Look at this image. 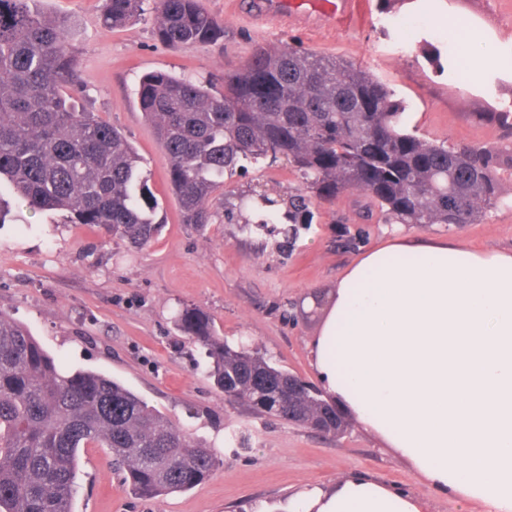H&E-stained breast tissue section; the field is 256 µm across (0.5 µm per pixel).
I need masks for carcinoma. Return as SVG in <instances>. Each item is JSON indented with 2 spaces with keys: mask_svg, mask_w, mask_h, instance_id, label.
Returning a JSON list of instances; mask_svg holds the SVG:
<instances>
[{
  "mask_svg": "<svg viewBox=\"0 0 512 512\" xmlns=\"http://www.w3.org/2000/svg\"><path fill=\"white\" fill-rule=\"evenodd\" d=\"M0 0V185L34 211H59L137 246L161 225L125 135L78 108V61L69 25L36 7ZM155 33L173 48L215 43L224 27L199 0H154ZM143 0H105L104 29L140 15ZM168 161L182 223L212 220L206 202L224 173L286 157L306 190L334 200L356 189L397 224H474L504 200L498 170L512 169L506 146L454 147L405 127L407 105L367 71L293 47L259 48L224 76V91L171 73L144 75L136 89ZM507 135L512 110L478 112ZM306 197L288 201V221ZM179 328L207 347L208 374L228 396L269 417L308 423L321 408L311 387L257 351L232 346L195 309ZM108 448L134 494L189 490L212 473L216 455L111 379L62 372L22 324L0 313V512H73L77 453Z\"/></svg>",
  "mask_w": 512,
  "mask_h": 512,
  "instance_id": "carcinoma-1",
  "label": "carcinoma"
}]
</instances>
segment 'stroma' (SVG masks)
Segmentation results:
<instances>
[{
    "instance_id": "obj_1",
    "label": "stroma",
    "mask_w": 512,
    "mask_h": 512,
    "mask_svg": "<svg viewBox=\"0 0 512 512\" xmlns=\"http://www.w3.org/2000/svg\"><path fill=\"white\" fill-rule=\"evenodd\" d=\"M257 0H201L224 28L212 44L171 48L158 40L153 0L124 26L101 27L104 0H42L41 11L65 18L87 91L80 104L120 129L135 146L164 224L147 246L109 237L98 227L67 224L52 212L16 205L13 223L0 227V311L24 324L66 371L86 369L121 382L165 415L183 434L205 440L218 456L214 473L196 487L145 499L122 484L104 448L79 451L74 512H258L308 484H326L362 471L427 496L430 512H459L447 495L381 440L349 421L332 437L259 414L230 401L207 376L204 349L178 330L175 317L199 310L231 343L246 342L280 369L308 382L316 377L308 340L320 326L309 299L324 297L368 248L395 231L448 238L484 251L512 249V174L502 173L507 206L488 209L475 224L388 221L368 198L348 190L335 200H311L312 223L287 236L290 195L302 183L286 159L262 160L225 177L209 200L211 224L182 223L168 178V163L152 124L140 109V78L162 70L224 89V75L256 48L295 46L336 56L366 70L407 104L408 128L448 145L498 146L496 124L482 112L512 102V66L474 81L468 71L437 73L419 48L426 40L455 58L444 38L447 24L399 0L352 29L308 15L295 19L260 12ZM440 14L480 28L512 47V0H440ZM262 192L277 200V223L242 232L248 202Z\"/></svg>"
}]
</instances>
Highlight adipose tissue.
Segmentation results:
<instances>
[{
    "instance_id": "obj_1",
    "label": "adipose tissue",
    "mask_w": 512,
    "mask_h": 512,
    "mask_svg": "<svg viewBox=\"0 0 512 512\" xmlns=\"http://www.w3.org/2000/svg\"><path fill=\"white\" fill-rule=\"evenodd\" d=\"M310 342L322 392L423 475L484 512H512V251L395 236L319 304ZM264 512H429L364 472Z\"/></svg>"
}]
</instances>
